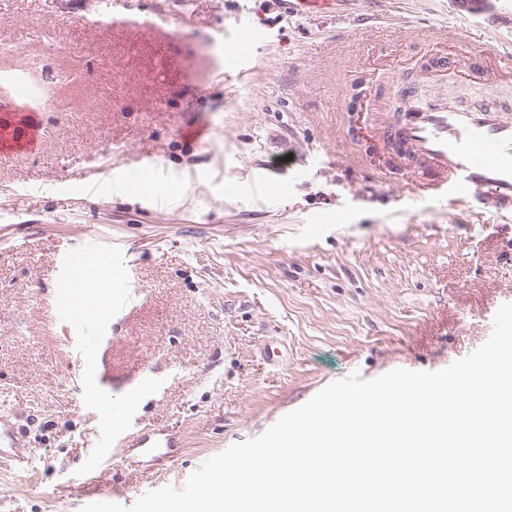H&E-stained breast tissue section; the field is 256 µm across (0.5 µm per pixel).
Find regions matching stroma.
<instances>
[{"label":"stroma","mask_w":512,"mask_h":512,"mask_svg":"<svg viewBox=\"0 0 512 512\" xmlns=\"http://www.w3.org/2000/svg\"><path fill=\"white\" fill-rule=\"evenodd\" d=\"M433 46L423 25H451ZM512 0H348L305 18L279 0H0V110L33 153L0 150V413L34 454L0 465V512H81L93 491L129 507L142 486L184 484L200 460L264 433L332 382L437 371L490 336L512 303V216L413 197L377 169L372 128L394 123L422 65L512 43ZM263 38L224 69L242 26ZM32 83L39 97L19 99ZM143 157L159 169L133 172ZM286 183L267 199L262 182ZM98 240L133 264L141 292L111 320L99 394L138 401L144 428L177 444L83 475L101 415L58 320L56 267Z\"/></svg>","instance_id":"obj_1"}]
</instances>
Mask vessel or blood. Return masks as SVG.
Segmentation results:
<instances>
[{"label":"vessel or blood","instance_id":"b4317fda","mask_svg":"<svg viewBox=\"0 0 512 512\" xmlns=\"http://www.w3.org/2000/svg\"><path fill=\"white\" fill-rule=\"evenodd\" d=\"M343 0H281L286 12L306 16L335 15ZM239 43L230 47L226 68L246 65L248 50L260 39L256 27H242ZM460 57L439 58L426 70L425 80L434 86L451 84L465 90L467 78L460 74ZM387 139L393 143L397 158L413 157L416 164L407 172V185L417 197L452 199L493 213L512 214V118L498 107L465 108L449 102L447 94L411 101L398 124L387 127ZM99 248L86 245L66 250L61 257L58 281L61 285L59 319L72 315L74 300L67 288L68 278L89 256L100 257ZM113 284L108 290L89 286L86 298L99 313L81 320L74 342L83 355V379L91 381L97 354L103 341V323L118 317L135 295L134 268L130 263L111 266ZM135 398L113 404L98 434L96 451L86 470L99 477L111 460L119 459L121 449L131 446L145 454H156L174 445L172 434L164 430L142 431L132 417ZM13 463L24 471L32 460L24 436L6 416L0 415V461Z\"/></svg>","mask_w":512,"mask_h":512}]
</instances>
